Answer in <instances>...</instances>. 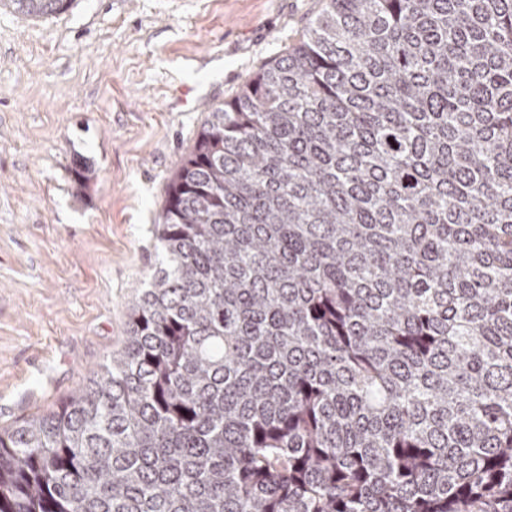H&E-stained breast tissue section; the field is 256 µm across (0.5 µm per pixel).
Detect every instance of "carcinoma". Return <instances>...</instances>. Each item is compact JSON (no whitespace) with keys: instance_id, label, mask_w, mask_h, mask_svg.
<instances>
[{"instance_id":"cac0c4a2","label":"carcinoma","mask_w":512,"mask_h":512,"mask_svg":"<svg viewBox=\"0 0 512 512\" xmlns=\"http://www.w3.org/2000/svg\"><path fill=\"white\" fill-rule=\"evenodd\" d=\"M157 235L121 349L0 431V512H512V0H326Z\"/></svg>"}]
</instances>
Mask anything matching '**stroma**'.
<instances>
[{"instance_id":"stroma-1","label":"stroma","mask_w":512,"mask_h":512,"mask_svg":"<svg viewBox=\"0 0 512 512\" xmlns=\"http://www.w3.org/2000/svg\"><path fill=\"white\" fill-rule=\"evenodd\" d=\"M325 0H73L0 11V431L127 336L171 175L211 105ZM88 178L78 181L76 170ZM72 0H0V9H10L30 17H47L66 10Z\"/></svg>"}]
</instances>
